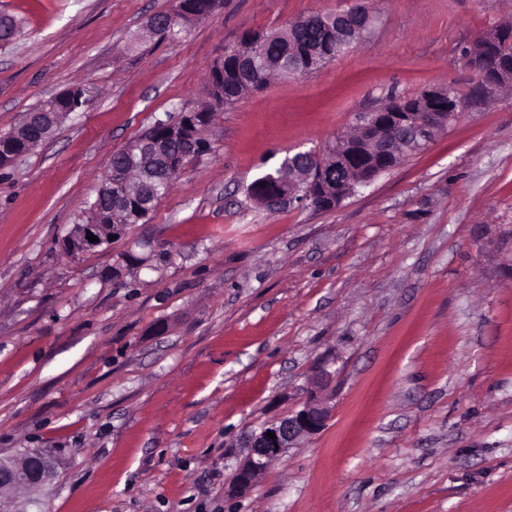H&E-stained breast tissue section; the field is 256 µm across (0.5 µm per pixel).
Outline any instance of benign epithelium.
I'll return each instance as SVG.
<instances>
[{
  "label": "benign epithelium",
  "instance_id": "benign-epithelium-1",
  "mask_svg": "<svg viewBox=\"0 0 512 512\" xmlns=\"http://www.w3.org/2000/svg\"><path fill=\"white\" fill-rule=\"evenodd\" d=\"M220 0H204L200 9L187 10L181 6L167 18L171 26L178 22L192 23L208 15ZM338 17H355L361 20L336 32V37L348 41L364 29L362 19L368 16L366 6L355 7L336 13ZM506 39V34L495 33L478 40L481 51L463 53V65L472 70L481 83V90L487 96L494 95L501 86L512 83V62L502 58L492 45ZM425 110L422 112H368L358 122L362 139H343L338 142L336 152L327 156L311 150L309 157L313 167L302 174L304 189H297L295 176L299 175V159L286 156L281 166L290 170L281 178L271 174L265 178L269 188L262 193L261 202L269 208H276L294 201L313 203L321 200L335 207L352 195L356 188L369 184L376 176L389 170L390 161L406 147V140L400 139L403 129L412 131L411 137L420 143H431L448 126L452 117L463 110L465 103L449 98L443 89H430L424 95ZM141 154L150 165L161 164L173 171L177 165L168 155L164 142L147 136L142 140ZM126 230L123 224H115L108 229L99 224H76L72 232L62 241V248L69 253L92 251L111 243L109 236L121 237ZM93 233L98 241L91 242L87 233ZM329 419V407L316 394L308 397L302 407L285 418L276 419L258 431L247 436L245 447L248 452L238 467L233 488L243 493L253 486L255 477L277 460L292 444L301 438L321 431ZM275 434L271 439L267 432ZM25 484L34 492L40 491L52 479V471L47 460L36 455L29 458L23 467ZM18 481V468L0 458V491L13 487Z\"/></svg>",
  "mask_w": 512,
  "mask_h": 512
}]
</instances>
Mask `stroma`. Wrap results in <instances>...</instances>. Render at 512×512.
<instances>
[{
    "instance_id": "35a3bbf8",
    "label": "stroma",
    "mask_w": 512,
    "mask_h": 512,
    "mask_svg": "<svg viewBox=\"0 0 512 512\" xmlns=\"http://www.w3.org/2000/svg\"><path fill=\"white\" fill-rule=\"evenodd\" d=\"M354 0H222L178 40L173 0H0V131L87 81L95 103L0 168V456L39 448L16 512H512V87L474 95L463 47L512 0H367L368 32L219 109L143 224L75 256L113 152L207 98L226 47ZM452 89L424 150L330 211L250 184L390 97ZM323 430L230 494L244 440L300 409Z\"/></svg>"
}]
</instances>
